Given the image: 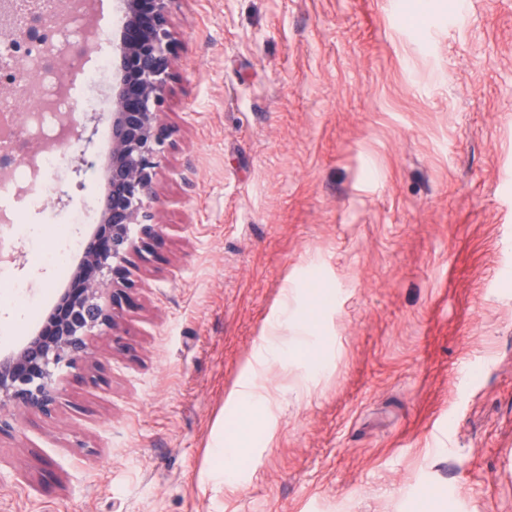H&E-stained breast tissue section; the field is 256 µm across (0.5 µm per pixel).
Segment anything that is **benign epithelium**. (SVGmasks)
I'll list each match as a JSON object with an SVG mask.
<instances>
[{
  "label": "benign epithelium",
  "instance_id": "1",
  "mask_svg": "<svg viewBox=\"0 0 512 512\" xmlns=\"http://www.w3.org/2000/svg\"><path fill=\"white\" fill-rule=\"evenodd\" d=\"M178 0H121L118 35L112 40V99L106 105L111 157L106 192L97 199L100 224L82 243L76 294L61 293L59 312L21 347L0 355V435L10 433L15 411L52 417L62 395L55 371L98 365L93 330L112 332V347L124 349L120 314L133 287L134 258L166 231L157 176L164 152L162 107L175 65L172 15ZM85 58L83 43L65 44L62 69ZM93 135L77 113L68 114L62 149L91 144Z\"/></svg>",
  "mask_w": 512,
  "mask_h": 512
}]
</instances>
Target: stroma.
Returning <instances> with one entry per match:
<instances>
[{
	"instance_id": "35a3bbf8",
	"label": "stroma",
	"mask_w": 512,
	"mask_h": 512,
	"mask_svg": "<svg viewBox=\"0 0 512 512\" xmlns=\"http://www.w3.org/2000/svg\"><path fill=\"white\" fill-rule=\"evenodd\" d=\"M162 107L166 234L138 259L126 350L59 373L0 436V512H512V0H179ZM94 138L58 219L106 187ZM0 262V354L79 257L46 211ZM335 300L258 366L224 477L229 392L282 300ZM52 471H45V461Z\"/></svg>"
}]
</instances>
